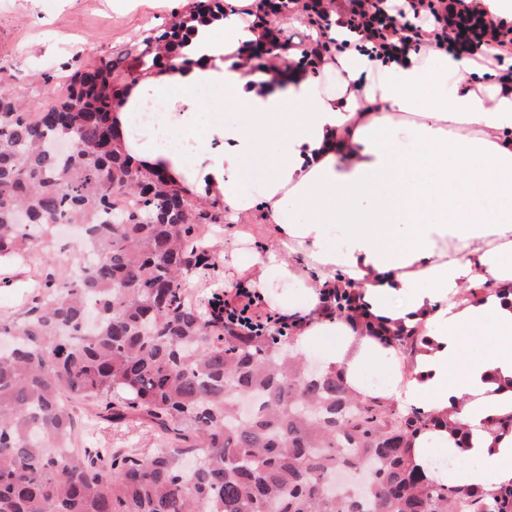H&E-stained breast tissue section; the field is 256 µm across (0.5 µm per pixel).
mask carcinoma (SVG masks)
I'll use <instances>...</instances> for the list:
<instances>
[{
  "mask_svg": "<svg viewBox=\"0 0 512 512\" xmlns=\"http://www.w3.org/2000/svg\"><path fill=\"white\" fill-rule=\"evenodd\" d=\"M224 0L151 28L90 63L76 54L64 95L30 111L0 67V256L78 224L95 261L49 272L20 319L0 318V512H512V481L473 489L432 480L410 444L438 417L353 395L334 369L311 371L266 326H224V298L190 284L218 269L206 225L224 202L194 207L170 171L117 150L121 90L174 58L188 65L198 27ZM80 103L77 110L71 102ZM512 288L487 280L475 303ZM329 315L361 320L364 294L325 291ZM411 355L425 336L380 337ZM115 429L141 427L152 452L77 448L83 405ZM512 437V413L494 419ZM364 467L362 489L326 490Z\"/></svg>",
  "mask_w": 512,
  "mask_h": 512,
  "instance_id": "1",
  "label": "carcinoma"
}]
</instances>
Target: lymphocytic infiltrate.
<instances>
[{
	"mask_svg": "<svg viewBox=\"0 0 512 512\" xmlns=\"http://www.w3.org/2000/svg\"><path fill=\"white\" fill-rule=\"evenodd\" d=\"M288 14L320 34L310 44L301 40L283 45L289 69L322 65L323 42L338 27L352 37L356 51L371 59L447 47L494 71L502 93L512 92V21L493 14L485 0H288ZM260 302L249 289H236L224 301L225 322L245 328L260 325Z\"/></svg>",
	"mask_w": 512,
	"mask_h": 512,
	"instance_id": "1",
	"label": "lymphocytic infiltrate"
}]
</instances>
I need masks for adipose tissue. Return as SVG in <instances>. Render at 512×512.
<instances>
[{"label":"adipose tissue","mask_w":512,"mask_h":512,"mask_svg":"<svg viewBox=\"0 0 512 512\" xmlns=\"http://www.w3.org/2000/svg\"><path fill=\"white\" fill-rule=\"evenodd\" d=\"M250 37L236 14L201 28L192 64L142 78L118 114L129 127L144 100L171 92L181 109L167 123L189 131L200 111L192 90L222 88L243 106L213 115L203 133L223 141V151L194 169L183 149L151 138L124 137V151L162 162L186 192L209 183L233 213L259 211L286 248L307 258L303 270L272 251L230 262L249 272V288L261 295L277 289L270 267L285 281L313 271L306 293L280 304L299 324V353L320 351L353 392L448 412L466 427L465 448H455L443 422L414 440L413 460L430 478L448 480L447 469L428 461L438 449L479 460L464 470L463 484L512 480V439L489 431L495 417L512 412V303L494 295L454 300L462 282H478L479 267L495 287L512 288V93L478 97L466 82V59L442 48L386 63L337 53L344 70L337 94L301 73L275 86L271 73L247 75L238 65L235 53ZM361 99L371 111H358ZM294 204L317 214L285 221ZM340 272L362 289L380 331L422 336L409 362L379 342L380 331L327 315L321 290ZM372 369L384 385H368Z\"/></svg>","instance_id":"1"}]
</instances>
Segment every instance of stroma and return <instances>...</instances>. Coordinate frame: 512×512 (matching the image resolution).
Instances as JSON below:
<instances>
[{
  "mask_svg": "<svg viewBox=\"0 0 512 512\" xmlns=\"http://www.w3.org/2000/svg\"><path fill=\"white\" fill-rule=\"evenodd\" d=\"M192 0H0V65L15 75L13 91L24 96L31 111L49 107L64 91L67 74L61 61L82 54L93 61L137 43L149 28L168 21L172 11H187ZM53 74L52 88L33 82L36 72ZM207 241L216 257L276 248L273 225L251 211L225 215ZM76 268L73 242L53 239L44 248L18 255L16 264L0 267V316L25 312L42 274L49 267Z\"/></svg>",
  "mask_w": 512,
  "mask_h": 512,
  "instance_id": "35a3bbf8",
  "label": "stroma"
}]
</instances>
